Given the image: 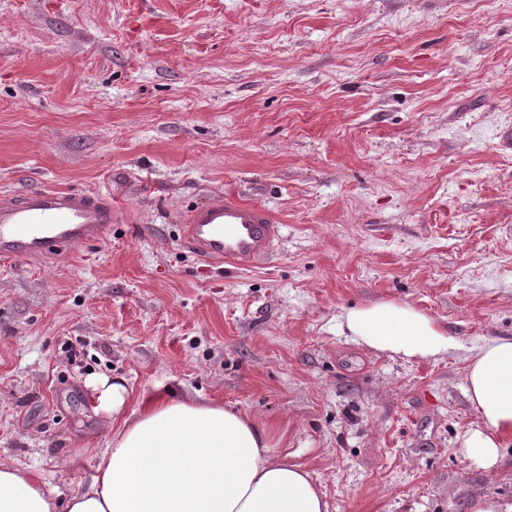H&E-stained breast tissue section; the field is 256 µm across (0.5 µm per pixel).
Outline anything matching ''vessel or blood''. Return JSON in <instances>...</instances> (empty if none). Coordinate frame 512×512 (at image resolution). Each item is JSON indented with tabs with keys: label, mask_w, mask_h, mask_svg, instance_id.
Segmentation results:
<instances>
[{
	"label": "vessel or blood",
	"mask_w": 512,
	"mask_h": 512,
	"mask_svg": "<svg viewBox=\"0 0 512 512\" xmlns=\"http://www.w3.org/2000/svg\"><path fill=\"white\" fill-rule=\"evenodd\" d=\"M122 219L110 196L43 186L0 195V259L54 262L73 247L105 241ZM281 226L263 205L221 193L190 210L182 241L208 263L248 266L264 259Z\"/></svg>",
	"instance_id": "obj_1"
}]
</instances>
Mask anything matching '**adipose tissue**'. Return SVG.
Listing matches in <instances>:
<instances>
[{"label": "adipose tissue", "mask_w": 512, "mask_h": 512, "mask_svg": "<svg viewBox=\"0 0 512 512\" xmlns=\"http://www.w3.org/2000/svg\"><path fill=\"white\" fill-rule=\"evenodd\" d=\"M339 330L407 358L437 359L452 347L430 317L390 301L346 310ZM85 388L111 429L88 488L65 497L32 472L0 465V512H327L311 473L274 457L271 430L249 414L172 395L132 413L125 379L95 374ZM466 394L479 421L461 448L478 469L496 470L512 439V339L490 340L469 358Z\"/></svg>", "instance_id": "adipose-tissue-1"}]
</instances>
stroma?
Wrapping results in <instances>:
<instances>
[{"mask_svg": "<svg viewBox=\"0 0 512 512\" xmlns=\"http://www.w3.org/2000/svg\"><path fill=\"white\" fill-rule=\"evenodd\" d=\"M512 0H0V195L110 194L108 238L0 261V464L84 488L101 420L175 391L271 428L328 512L512 499L462 453L469 357L512 336ZM282 224L246 268L181 220L212 193ZM411 306L444 359L356 345L344 310Z\"/></svg>", "mask_w": 512, "mask_h": 512, "instance_id": "1", "label": "stroma"}]
</instances>
